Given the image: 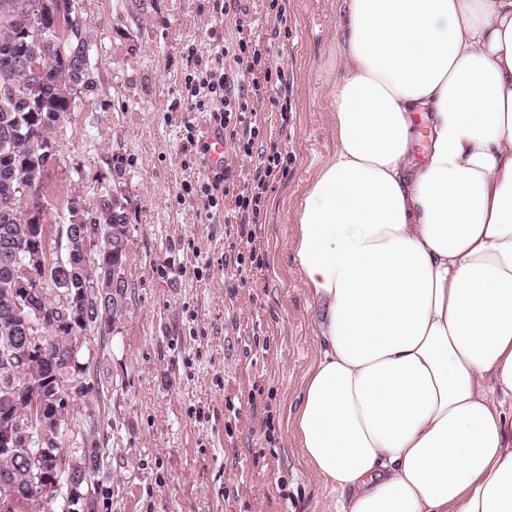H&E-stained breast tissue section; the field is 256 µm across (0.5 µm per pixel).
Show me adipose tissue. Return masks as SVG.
<instances>
[{"instance_id": "obj_1", "label": "adipose tissue", "mask_w": 512, "mask_h": 512, "mask_svg": "<svg viewBox=\"0 0 512 512\" xmlns=\"http://www.w3.org/2000/svg\"><path fill=\"white\" fill-rule=\"evenodd\" d=\"M340 28L293 429L332 512H512V0H342Z\"/></svg>"}]
</instances>
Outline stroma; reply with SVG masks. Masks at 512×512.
I'll return each instance as SVG.
<instances>
[{"instance_id":"35a3bbf8","label":"stroma","mask_w":512,"mask_h":512,"mask_svg":"<svg viewBox=\"0 0 512 512\" xmlns=\"http://www.w3.org/2000/svg\"><path fill=\"white\" fill-rule=\"evenodd\" d=\"M242 0L245 17H211L213 0H80L94 44L97 90L54 129L45 222L63 198L123 157L129 298L98 362L109 388L71 399L69 429L89 410L110 448L98 512H326L327 493L290 425L319 354L314 309L296 271L298 200L336 149L329 97L342 74L339 0ZM270 46L278 70L251 104L257 149L278 143L287 171L253 226L255 261L239 279L236 232L199 192L212 168L192 128L186 82L213 36Z\"/></svg>"}]
</instances>
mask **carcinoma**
Segmentation results:
<instances>
[{"mask_svg": "<svg viewBox=\"0 0 512 512\" xmlns=\"http://www.w3.org/2000/svg\"><path fill=\"white\" fill-rule=\"evenodd\" d=\"M40 9L33 10V4ZM58 0H0V352L22 330L13 314V288L11 265L15 257L10 253L15 245L25 246L31 235L30 225L18 222L17 214L27 205L23 191L43 192L44 178L49 170L43 168L44 156L54 144L53 130L58 119L74 111L80 90L82 97L95 94L97 82L92 63V49L88 26H83L81 37L64 38L55 29L36 31L35 13L44 20L51 19L57 10ZM97 223L110 224L119 230L108 242V250L98 258L97 274L107 281L103 289L105 304L99 311L107 314V323H98L99 315L86 313L83 298L85 257L74 253L65 259L69 279L67 301L71 304L76 330L73 336L95 342L96 351H104L110 343L114 327L125 315V305L112 307V281L110 268L127 265L128 236L124 228L129 224L128 203L111 196L103 186L92 200ZM57 269L52 266L41 273L45 288L38 295L42 318L51 323L55 306L61 300L62 289L56 284ZM67 338L54 337L51 355L28 357L11 369L10 390L0 389V418L9 417L24 423L31 409V385L52 381V355L66 351ZM60 426L50 427L48 436L56 442L54 452L61 457L73 456L78 462L71 471L74 485L86 496L77 512H96L98 503L87 493L89 484L107 466L108 455L104 445L95 438L96 425L81 436L82 447H66L67 422L59 413ZM22 455L0 452V496L17 489L20 498L53 501L61 499L60 512H65L66 501L61 491L47 486L39 468L21 463Z\"/></svg>", "mask_w": 512, "mask_h": 512, "instance_id": "carcinoma-1", "label": "carcinoma"}]
</instances>
